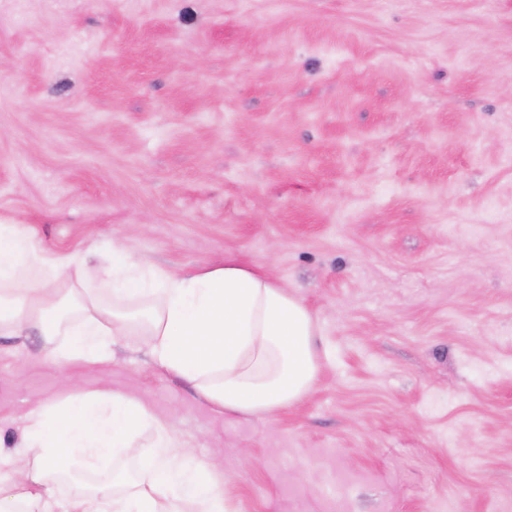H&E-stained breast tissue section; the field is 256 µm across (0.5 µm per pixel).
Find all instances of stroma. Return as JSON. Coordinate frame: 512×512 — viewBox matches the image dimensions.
Instances as JSON below:
<instances>
[{
  "mask_svg": "<svg viewBox=\"0 0 512 512\" xmlns=\"http://www.w3.org/2000/svg\"><path fill=\"white\" fill-rule=\"evenodd\" d=\"M0 222L304 298L319 380L271 415L121 344L74 371L221 463L230 512H512V0H0ZM63 382L0 336V447Z\"/></svg>",
  "mask_w": 512,
  "mask_h": 512,
  "instance_id": "stroma-1",
  "label": "stroma"
}]
</instances>
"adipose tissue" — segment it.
I'll use <instances>...</instances> for the list:
<instances>
[{
    "instance_id": "ef3b65f1",
    "label": "adipose tissue",
    "mask_w": 512,
    "mask_h": 512,
    "mask_svg": "<svg viewBox=\"0 0 512 512\" xmlns=\"http://www.w3.org/2000/svg\"><path fill=\"white\" fill-rule=\"evenodd\" d=\"M28 332L64 367L109 361L119 342L145 349L223 414L291 407L320 373L317 320L265 268L228 256L165 271L120 240L91 265L44 249L27 225L1 223L0 335ZM21 433L18 450H0V512H225L223 469L135 393L70 385L31 405ZM118 452L137 475L88 484Z\"/></svg>"
}]
</instances>
